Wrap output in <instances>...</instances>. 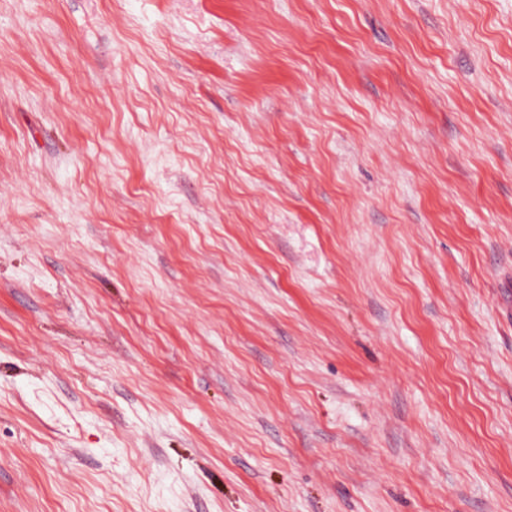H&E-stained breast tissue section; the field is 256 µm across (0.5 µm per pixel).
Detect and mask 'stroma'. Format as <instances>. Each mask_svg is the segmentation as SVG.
<instances>
[{
    "label": "stroma",
    "mask_w": 512,
    "mask_h": 512,
    "mask_svg": "<svg viewBox=\"0 0 512 512\" xmlns=\"http://www.w3.org/2000/svg\"><path fill=\"white\" fill-rule=\"evenodd\" d=\"M0 512H512V0H0Z\"/></svg>",
    "instance_id": "stroma-1"
}]
</instances>
